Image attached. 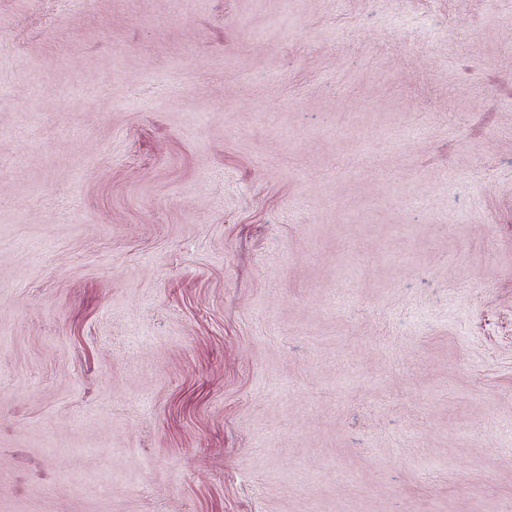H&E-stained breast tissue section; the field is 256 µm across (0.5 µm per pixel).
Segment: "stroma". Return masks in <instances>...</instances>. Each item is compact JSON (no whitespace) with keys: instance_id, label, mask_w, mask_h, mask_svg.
Segmentation results:
<instances>
[{"instance_id":"1","label":"stroma","mask_w":512,"mask_h":512,"mask_svg":"<svg viewBox=\"0 0 512 512\" xmlns=\"http://www.w3.org/2000/svg\"><path fill=\"white\" fill-rule=\"evenodd\" d=\"M0 512H512V0H0Z\"/></svg>"}]
</instances>
